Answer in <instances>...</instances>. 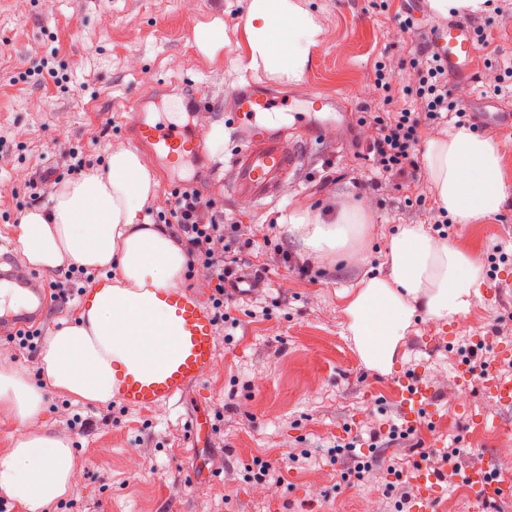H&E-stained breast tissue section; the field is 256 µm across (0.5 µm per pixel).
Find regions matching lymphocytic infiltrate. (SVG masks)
I'll use <instances>...</instances> for the list:
<instances>
[{
    "label": "lymphocytic infiltrate",
    "instance_id": "lymphocytic-infiltrate-1",
    "mask_svg": "<svg viewBox=\"0 0 512 512\" xmlns=\"http://www.w3.org/2000/svg\"><path fill=\"white\" fill-rule=\"evenodd\" d=\"M410 64L414 77L395 91V65L378 62L372 74L382 104L361 117L373 133L365 144L364 158L381 185L403 188L419 166V129L444 123L446 113L463 117L448 93V69L425 44H418ZM161 223L172 225L185 243L187 271L205 269L214 283L211 296L215 309L224 307V278L245 270L246 257L255 245V230L249 224H228L213 198L184 185L171 193L170 207L159 213Z\"/></svg>",
    "mask_w": 512,
    "mask_h": 512
}]
</instances>
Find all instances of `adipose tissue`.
<instances>
[{
    "instance_id": "ef3b65f1",
    "label": "adipose tissue",
    "mask_w": 512,
    "mask_h": 512,
    "mask_svg": "<svg viewBox=\"0 0 512 512\" xmlns=\"http://www.w3.org/2000/svg\"><path fill=\"white\" fill-rule=\"evenodd\" d=\"M245 33L251 68L296 84L323 29L300 0H250ZM423 160L438 206L460 221L496 214L512 196L501 173V146L468 128L428 139ZM158 198V182L141 155L119 148L105 166L58 185L48 209L21 219L18 243L29 264L110 268L116 277L106 286L90 282V304L76 319L57 321L41 358L42 386L30 383L23 368L0 364V415L23 426L12 447L0 450V494L20 512H44L74 483L70 440L41 417L45 391L106 404L117 395L120 376L159 370L175 351L179 329L157 296L176 287L187 255L166 228L142 223L144 207ZM288 222L307 250L325 253L359 240L367 219L363 207L345 206L329 223L298 205ZM389 258L390 279L362 280L344 308L361 359L384 375L393 370L416 309L436 319L465 313L480 272L421 224L400 228Z\"/></svg>"
}]
</instances>
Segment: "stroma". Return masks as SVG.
<instances>
[{
    "label": "stroma",
    "instance_id": "stroma-1",
    "mask_svg": "<svg viewBox=\"0 0 512 512\" xmlns=\"http://www.w3.org/2000/svg\"><path fill=\"white\" fill-rule=\"evenodd\" d=\"M303 2L323 26L325 41L313 50L302 82L291 86L249 68V0H0V252L16 262L24 260L20 215L49 203L33 196L29 180L50 171L70 179L73 148L97 166L105 165L111 149L138 150L159 183V211L173 187L190 183L223 207L228 224H278L296 203L327 218L359 204L370 217L360 263L339 252L325 257L323 270L303 275L270 258L279 246L305 260L298 239L284 233L277 246L256 244L245 272L254 287L244 296L230 294L227 318L215 327L214 362L183 394L143 410L119 400L109 407L75 404L46 392L48 416L71 439L77 459L73 490L53 503L54 512H271L274 504L278 512H364L367 503L373 512H391L386 484L431 465L439 454L434 439L459 449L462 468L485 467L489 453L502 458L512 448V427L501 424L498 406L481 387L489 370L512 380V333L502 329L512 324V197L496 214L455 222L448 237L482 270L468 311L437 320L417 310L392 374L368 369L348 330L345 294L364 278L389 277L390 238L401 225L428 223L435 206L431 199L422 210L407 203L411 185L429 184L426 169L409 177L408 188L379 190L361 159L372 130L358 119L379 102L369 84L374 64L411 53L418 36L401 22L417 3ZM483 18L474 70L448 80L451 96L473 122L484 112L512 110V78L498 89L484 83L488 68L512 66V24L491 11ZM216 20L224 25V45L202 51L195 29ZM247 73L286 99L322 94L346 105L320 141L307 139L303 122L283 118L304 161L258 210L212 179L209 153L175 166L159 162L138 143L132 110L135 100L146 98L147 116L156 121L168 102L192 99L199 89L209 117L182 111L174 119L203 133L208 121L223 119L229 88ZM496 246L508 261L490 262ZM35 273L41 286L64 281L71 290L69 300L49 302L44 326L75 317L84 282L68 279L64 266ZM477 340V360L465 361ZM462 365L472 375L464 394L456 383ZM403 374L432 388L438 417L395 440L389 433L399 420L393 379ZM76 415L82 426H68ZM194 419L199 432L192 442ZM346 442L373 459V479L341 478L346 462L331 455ZM303 449L308 459L289 461ZM258 458L272 466L265 486L249 477Z\"/></svg>",
    "mask_w": 512,
    "mask_h": 512
}]
</instances>
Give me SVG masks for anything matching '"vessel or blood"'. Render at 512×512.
<instances>
[{
	"mask_svg": "<svg viewBox=\"0 0 512 512\" xmlns=\"http://www.w3.org/2000/svg\"><path fill=\"white\" fill-rule=\"evenodd\" d=\"M451 75L471 73L475 58L474 33L469 23L448 20L437 24L416 14ZM229 110L234 122L231 136L238 148L227 163L223 178L232 193L244 203L262 208L277 185L302 161L300 152L288 142L278 123L284 114H298L300 102L284 99L274 91L259 88L251 77L237 81L230 94ZM144 140L159 151L181 149L189 138L186 127L161 121L140 128ZM32 276L30 269L16 265L9 255H0V334L38 324L43 316V298L25 300L22 292ZM160 306L178 322L180 336L175 354L156 372L127 375L121 381L120 397L124 405L152 407L183 393L205 376L215 354V322L211 311L202 307L183 290L174 289L158 297ZM482 386L486 395L499 406L512 409V381L487 372ZM393 388L399 412L409 427L421 426L426 417L435 415L436 401L430 388L415 377L400 376ZM504 466L492 459L489 466L465 470L461 481L478 512L494 502L512 497V481L503 476ZM415 494L412 512H431L441 491L437 473L416 467L411 478Z\"/></svg>",
	"mask_w": 512,
	"mask_h": 512,
	"instance_id": "1",
	"label": "vessel or blood"
}]
</instances>
